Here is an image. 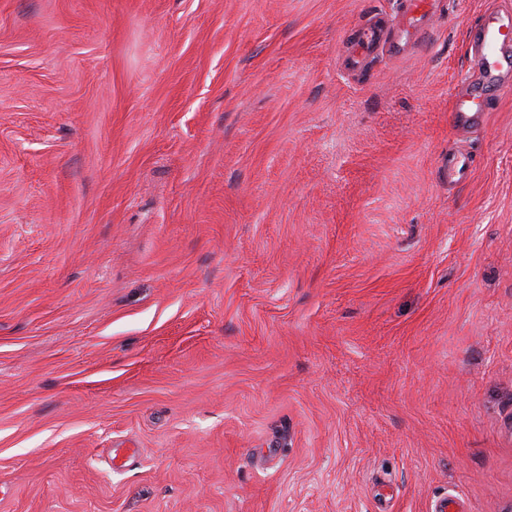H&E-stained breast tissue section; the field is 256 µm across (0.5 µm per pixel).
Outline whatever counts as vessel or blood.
I'll return each mask as SVG.
<instances>
[{
  "label": "vessel or blood",
  "mask_w": 512,
  "mask_h": 512,
  "mask_svg": "<svg viewBox=\"0 0 512 512\" xmlns=\"http://www.w3.org/2000/svg\"><path fill=\"white\" fill-rule=\"evenodd\" d=\"M404 4V38H391L385 25H370L361 33L359 54H371L386 42L391 43L393 52H400L403 39L416 38L424 31L430 0H404ZM469 38L475 71L455 93L450 110L453 127L462 129L482 123L492 100L512 89V13H486L471 27Z\"/></svg>",
  "instance_id": "obj_1"
}]
</instances>
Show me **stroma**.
Returning <instances> with one entry per match:
<instances>
[{
    "label": "stroma",
    "mask_w": 512,
    "mask_h": 512,
    "mask_svg": "<svg viewBox=\"0 0 512 512\" xmlns=\"http://www.w3.org/2000/svg\"><path fill=\"white\" fill-rule=\"evenodd\" d=\"M402 7L0 0V512H512V0ZM404 4L403 32L406 39L411 40L425 30L424 20L431 12L432 3L428 0H404ZM474 74L453 96L450 119L455 128L483 122L492 100L512 89V13L493 11L483 15L469 31ZM390 37V28L382 24H373L364 28L358 44L360 55H370Z\"/></svg>",
    "instance_id": "35a3bbf8"
}]
</instances>
